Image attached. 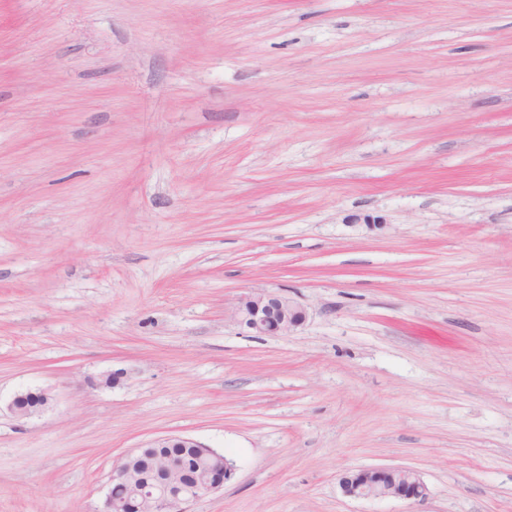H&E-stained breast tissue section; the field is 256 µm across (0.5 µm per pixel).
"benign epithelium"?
<instances>
[{"instance_id":"7a95c632","label":"benign epithelium","mask_w":512,"mask_h":512,"mask_svg":"<svg viewBox=\"0 0 512 512\" xmlns=\"http://www.w3.org/2000/svg\"><path fill=\"white\" fill-rule=\"evenodd\" d=\"M234 318L257 336L288 335L301 327L307 319L306 309L292 297L282 293H260L242 298L235 308ZM38 402L29 405L28 394L14 397L11 410L20 417H30L49 408L53 397L42 391L36 393ZM177 443L186 448H199L201 444L188 436L164 435L153 440L159 448ZM217 459L216 466L206 479L191 488H185L171 466L161 468L154 477L160 486L143 490V500L149 502L151 512H189L190 504L222 489L235 474L233 462L223 454L210 450ZM133 453L123 456L112 467L110 483H122L130 479L129 462ZM344 495L354 499H400L420 502L427 496V489L413 469L403 466L362 468L349 471L339 479Z\"/></svg>"}]
</instances>
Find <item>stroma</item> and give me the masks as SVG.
<instances>
[{
    "label": "stroma",
    "mask_w": 512,
    "mask_h": 512,
    "mask_svg": "<svg viewBox=\"0 0 512 512\" xmlns=\"http://www.w3.org/2000/svg\"><path fill=\"white\" fill-rule=\"evenodd\" d=\"M169 434L190 512H512V0H0V512ZM234 318L258 336L289 335L307 319L306 309L282 293H260L242 298ZM30 393L32 392L21 393L14 397L11 403V410L14 412V414L18 415L19 417H30L44 411L51 406L53 397L50 393L45 391L36 393L35 395L38 396L39 400L36 404L30 406L27 402V397ZM28 400L29 403H35L36 397L34 395H30ZM399 474V477L396 475ZM344 495L354 499H400L420 502L427 489L413 469L403 466L362 468L339 479Z\"/></svg>",
    "instance_id": "35a3bbf8"
}]
</instances>
